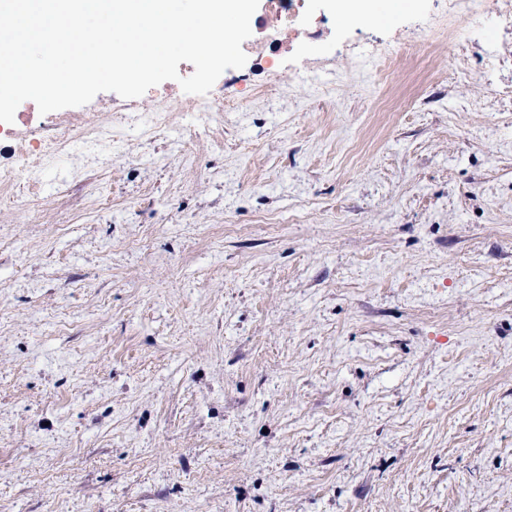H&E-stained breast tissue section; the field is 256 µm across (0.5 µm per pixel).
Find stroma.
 I'll list each match as a JSON object with an SVG mask.
<instances>
[{
  "label": "stroma",
  "mask_w": 512,
  "mask_h": 512,
  "mask_svg": "<svg viewBox=\"0 0 512 512\" xmlns=\"http://www.w3.org/2000/svg\"><path fill=\"white\" fill-rule=\"evenodd\" d=\"M300 5L0 138V512H512V0ZM389 2L390 4L387 9H384L377 0H347L342 6L352 16L360 17L364 20L377 21L404 9L408 3L399 0Z\"/></svg>",
  "instance_id": "1"
}]
</instances>
